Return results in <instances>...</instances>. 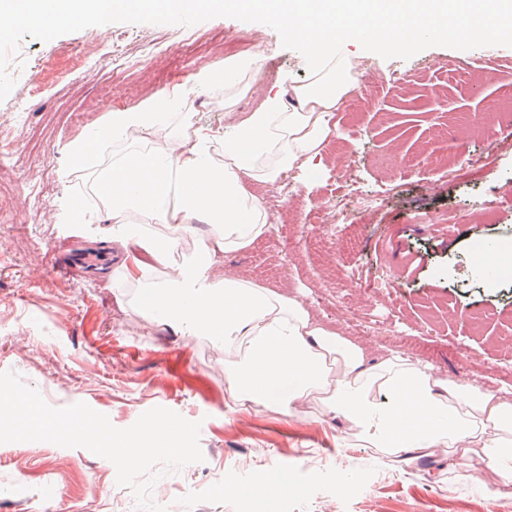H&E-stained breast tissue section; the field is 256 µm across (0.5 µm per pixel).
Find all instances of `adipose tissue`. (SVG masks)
<instances>
[{
	"mask_svg": "<svg viewBox=\"0 0 512 512\" xmlns=\"http://www.w3.org/2000/svg\"><path fill=\"white\" fill-rule=\"evenodd\" d=\"M480 17L468 29L478 39L512 31V0H480ZM404 44L447 35L457 0H405ZM391 0H0V33L45 21L65 24L138 6L172 15L233 10L274 13L306 47L314 78L297 88V106L267 95L239 122L214 132L194 131L185 149L150 148L112 160L93 192L113 223L130 213L173 231L196 219L212 228L210 240L175 265L166 283L142 289L138 307L154 320L194 336L223 342L234 360L225 367L230 393L239 402H263L292 412L310 395L342 416L358 443L398 458L445 448L461 459H479L512 483V404L494 392L442 380L409 357L394 354L372 363L362 345L315 321L301 301L234 277L212 280L213 248L239 250L260 236L266 215L248 181L276 179L300 160L317 156L343 95L355 84L346 61H333L331 46L365 26L388 38L382 24ZM186 93L176 89L137 108L108 112L101 126L71 145L74 165H93L104 143L130 130L151 131L175 115Z\"/></svg>",
	"mask_w": 512,
	"mask_h": 512,
	"instance_id": "ef3b65f1",
	"label": "adipose tissue"
}]
</instances>
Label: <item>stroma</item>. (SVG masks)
<instances>
[{"instance_id": "1", "label": "stroma", "mask_w": 512, "mask_h": 512, "mask_svg": "<svg viewBox=\"0 0 512 512\" xmlns=\"http://www.w3.org/2000/svg\"><path fill=\"white\" fill-rule=\"evenodd\" d=\"M193 30L205 50L181 49ZM136 31L155 45L147 80L132 97L116 67L112 35ZM476 71L452 70L461 50L445 40L383 48L348 38L337 57L363 61L354 110L336 112L322 151L278 186L292 202L271 214L250 246L216 253L212 277L232 275L302 301L314 320L382 359L402 353L435 376L484 391H512V272L488 278L472 259L475 239L512 250V131L501 123L512 97V34ZM96 53L68 81L48 66ZM258 63L223 105L192 91L203 68ZM383 76L381 84L370 75ZM312 80L302 44L270 14L203 11L185 18L128 11L79 24L0 33V372L13 371L51 406L76 402L118 428L160 406L200 422L202 462L162 474L151 499L167 512H500L487 496L497 475L467 467L447 449L394 462L355 444L347 422L317 397L288 414L230 394L223 344L188 336L140 313V289L170 279L152 243L160 224L136 217L121 234L92 185L113 157L186 140V124L223 129L265 96ZM189 88L165 124L102 150L97 166L73 168L68 146L111 110ZM376 198L359 207L358 195ZM84 199L97 216L71 223ZM493 210L494 220L483 217ZM144 267L127 275L132 257ZM376 287L370 301L357 285ZM0 512H137L116 469L87 449L0 444Z\"/></svg>"}]
</instances>
